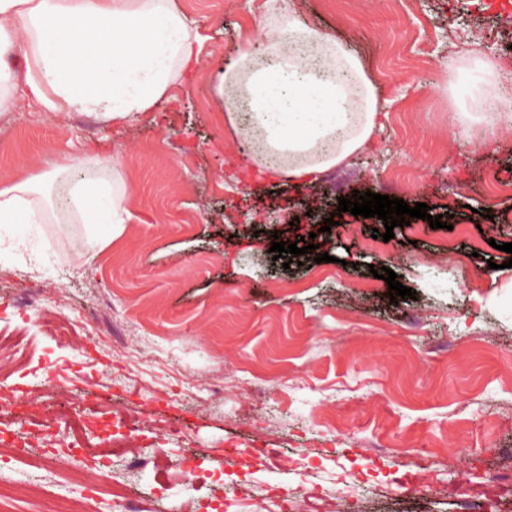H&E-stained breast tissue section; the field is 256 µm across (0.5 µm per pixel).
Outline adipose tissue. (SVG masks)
<instances>
[{"mask_svg":"<svg viewBox=\"0 0 512 512\" xmlns=\"http://www.w3.org/2000/svg\"><path fill=\"white\" fill-rule=\"evenodd\" d=\"M266 6L262 51L243 43L224 69V118L255 145L261 174L310 184L368 146L377 98L357 59L297 19L294 0ZM199 42L176 0H0V117L27 102L136 122L198 64ZM38 184L0 190V224L54 220ZM71 200L80 221L121 235L129 211L120 170L76 185Z\"/></svg>","mask_w":512,"mask_h":512,"instance_id":"obj_1","label":"adipose tissue"}]
</instances>
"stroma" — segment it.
I'll use <instances>...</instances> for the list:
<instances>
[{
  "mask_svg": "<svg viewBox=\"0 0 512 512\" xmlns=\"http://www.w3.org/2000/svg\"><path fill=\"white\" fill-rule=\"evenodd\" d=\"M176 2L199 31L200 62L159 111L131 124L27 107L0 117V189L62 164L108 181L100 162L116 157L130 212L115 238L70 209L54 224L0 226V336H22L28 357L22 371L0 362V388L53 373L71 389L64 428L106 393L100 416H135L137 449L168 455L167 470L132 479L161 512L184 500L175 462L189 457L204 461L208 481L194 492L203 506L217 486L229 497L250 480L276 496L307 480L335 512L343 475L364 512H458L490 474L512 470V254L499 249L512 242V127L468 100L474 82L485 100H504L499 75L476 74L473 59L512 56V0H296L303 24L360 60L382 112L372 149L312 186L266 179L244 134L224 123V67L257 37L265 0ZM357 191L427 204L451 227L417 219L385 241L372 236L378 217L345 212L326 234L299 209ZM308 235L331 262L308 253L286 269L273 259L274 240ZM441 252L449 271L430 265ZM382 266L413 297L391 303L371 273ZM32 290L75 324L69 343L42 337L40 310L19 307ZM116 332L145 357L113 346ZM252 392L263 417L245 411ZM159 421L180 437L155 434ZM268 424L275 464L256 467L244 453L224 467L225 447L258 444ZM397 448L426 482L391 496ZM98 474L93 458L15 462L18 488L0 512H50L92 495Z\"/></svg>",
  "mask_w": 512,
  "mask_h": 512,
  "instance_id": "stroma-1",
  "label": "stroma"
}]
</instances>
